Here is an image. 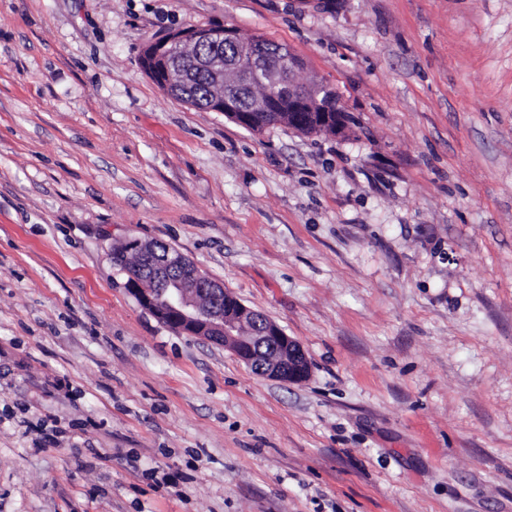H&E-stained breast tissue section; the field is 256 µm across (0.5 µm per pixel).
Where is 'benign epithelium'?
I'll return each mask as SVG.
<instances>
[{"mask_svg": "<svg viewBox=\"0 0 512 512\" xmlns=\"http://www.w3.org/2000/svg\"><path fill=\"white\" fill-rule=\"evenodd\" d=\"M240 40V31L232 26L172 30L143 48V69L159 88L175 95L189 85L193 71L172 62L170 45L206 42L219 46ZM200 67L212 87L203 109L222 112L230 120L257 129L267 124L265 114L286 112L288 127L299 133L308 130L304 113L314 111L316 104L308 95V86L293 78V73L302 68L300 59L295 57L284 66L260 48L247 63H231L223 54L214 53L202 60ZM253 83L287 91L288 104L277 105L264 98L247 111L241 109L237 89ZM121 250L137 251L148 258V263L131 276L128 287L141 306L167 320L177 331L224 346L263 377L288 383L309 377L311 365L299 341L243 304L224 313V286L204 275L180 251L167 246L162 253L155 244L137 239L126 240Z\"/></svg>", "mask_w": 512, "mask_h": 512, "instance_id": "benign-epithelium-1", "label": "benign epithelium"}]
</instances>
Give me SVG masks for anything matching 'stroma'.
<instances>
[{
  "instance_id": "35a3bbf8",
  "label": "stroma",
  "mask_w": 512,
  "mask_h": 512,
  "mask_svg": "<svg viewBox=\"0 0 512 512\" xmlns=\"http://www.w3.org/2000/svg\"><path fill=\"white\" fill-rule=\"evenodd\" d=\"M218 24L334 86L346 132L144 73ZM130 238L308 379L143 309ZM0 512H512V0H0ZM241 36L243 35L235 27L224 25L172 30L143 48L142 66L146 75L159 88L174 96L179 89L189 85L193 71L172 62L171 55L178 57L179 50L175 48L170 54L171 44L206 42L219 46L225 42H238Z\"/></svg>"
}]
</instances>
